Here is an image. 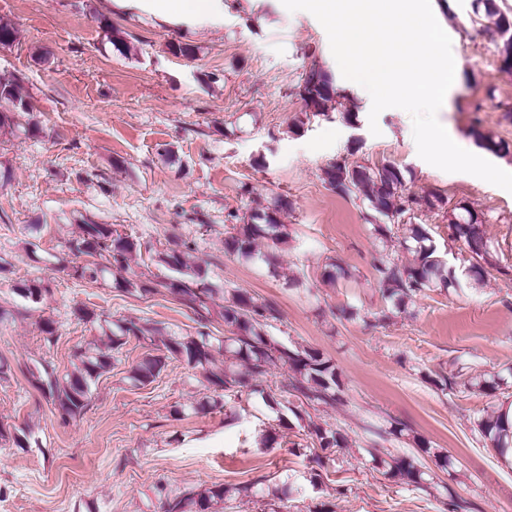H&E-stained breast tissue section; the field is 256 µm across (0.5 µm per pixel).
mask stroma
Returning a JSON list of instances; mask_svg holds the SVG:
<instances>
[{
    "mask_svg": "<svg viewBox=\"0 0 512 512\" xmlns=\"http://www.w3.org/2000/svg\"><path fill=\"white\" fill-rule=\"evenodd\" d=\"M452 41L460 81L439 121L468 148L473 129L512 144V73L502 71L498 40L486 33L474 0H432ZM0 21L20 31L0 45V74L21 80L37 131L0 136V512H160L165 497L224 484L236 492L215 512H270L274 491L288 512H447L449 493L470 512H512V469L475 431L473 421L512 401V279L465 273V254L448 239V212L467 206L486 220L501 264L512 266V193L471 174L442 171L417 152L410 115L388 108L369 128L371 97L341 78L326 31L281 0H224V23L192 28L160 22L108 0H0ZM126 43L117 50L103 26ZM187 43L195 54L173 55ZM328 66L346 97L342 111L307 118L295 88L313 64ZM367 166L398 165L409 192L442 193L441 209L416 211L457 282L436 286L404 310L385 299L371 260L400 263L414 250L384 241L366 205L336 195L322 170L343 153ZM291 201L280 213V265L227 253L231 225ZM112 224L142 246L132 269L167 271L150 250L166 235L194 241L192 264L210 281L277 310L268 332L319 351L336 365L343 403L310 408L312 420L339 431L346 446L325 468L303 426H283L257 394L229 396L224 411H198L213 388L170 359L154 382L134 385L130 370L151 354L129 339L92 387L86 412L62 421L30 382L40 362L72 372L76 351L98 340L99 326L76 309L150 323L164 336L225 333L168 292L127 294L113 278L97 284L62 271L66 241L84 220ZM42 279L52 296L31 305L16 282ZM387 322H379L380 313ZM58 330L45 344L42 320ZM457 375L459 387L436 386ZM498 378L489 396L464 381ZM404 424L379 454L417 457L431 474L423 489L389 477L373 462L363 427ZM276 439L260 447L262 435ZM448 458L446 469L435 454Z\"/></svg>",
    "mask_w": 512,
    "mask_h": 512,
    "instance_id": "obj_1",
    "label": "stroma"
}]
</instances>
